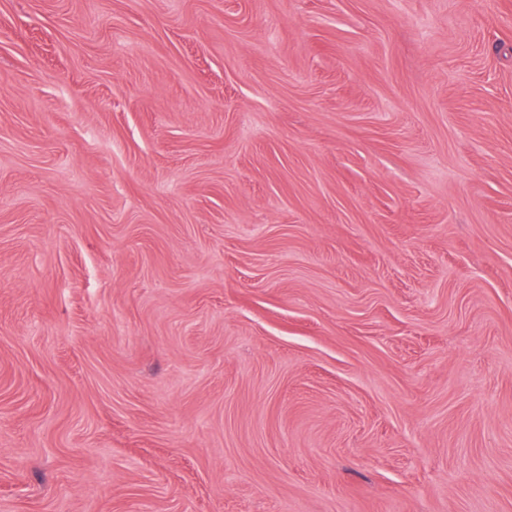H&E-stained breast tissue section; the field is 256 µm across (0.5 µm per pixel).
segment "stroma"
<instances>
[{
	"instance_id": "stroma-1",
	"label": "stroma",
	"mask_w": 512,
	"mask_h": 512,
	"mask_svg": "<svg viewBox=\"0 0 512 512\" xmlns=\"http://www.w3.org/2000/svg\"><path fill=\"white\" fill-rule=\"evenodd\" d=\"M0 512H512V0H0Z\"/></svg>"
}]
</instances>
